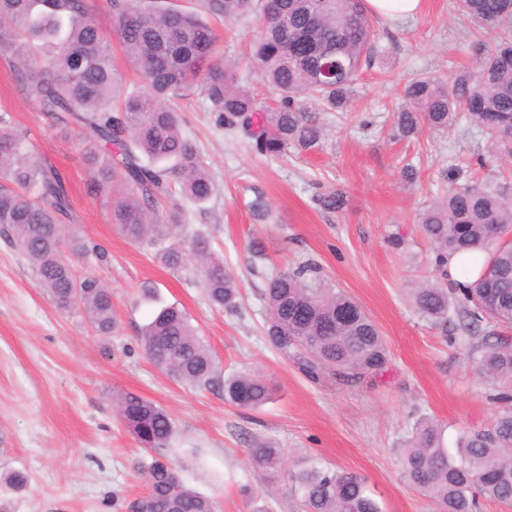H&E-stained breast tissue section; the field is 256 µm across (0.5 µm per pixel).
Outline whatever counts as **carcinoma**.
Wrapping results in <instances>:
<instances>
[{
	"label": "carcinoma",
	"instance_id": "obj_1",
	"mask_svg": "<svg viewBox=\"0 0 512 512\" xmlns=\"http://www.w3.org/2000/svg\"><path fill=\"white\" fill-rule=\"evenodd\" d=\"M464 18L502 36L483 45L471 66L446 79L416 76L404 85L395 129L411 136L445 132L459 120L478 128L491 151L512 157V0H457ZM226 19L255 16L250 61L277 94L267 106L241 84L236 65L217 51L212 27L196 12L165 0H110L112 29L143 84L124 85L107 36L87 0H0V57L16 71L26 97L49 124L77 130L90 169L92 192L107 200L111 223L130 243L168 268L201 277L209 301L233 312L239 281L216 258L208 238L180 242L187 206L209 203L216 186L182 130L172 101L198 95L217 112V124L241 132L263 156L320 147L325 127L308 104L344 112L361 66L378 54V33L362 0H202ZM339 59L343 73L325 79L320 65ZM72 205L59 171L0 113V238L30 262L39 286L64 312L83 314L100 336L118 331L112 292L92 277L76 278L59 247L105 257L74 229ZM445 272L448 256L481 251L486 267L449 289L437 281L415 290L418 313L442 335L450 314L467 336L485 333L473 350L478 370L505 405L488 429L464 430L448 447L441 426L419 418L398 449L401 477L429 502V512H481L485 501L512 507V343L491 340L493 328H512V192L496 177L448 186L418 218ZM266 335L312 381L332 370L347 379L380 371L388 347L376 323L344 291L323 279L314 262L267 278ZM140 346L162 373L188 386L219 387L224 401L251 410L272 402L276 388L257 373L220 378L208 344L187 313L160 308L139 332ZM115 411L150 459L138 463L146 494L134 512H215L214 501L189 487L166 449L170 415L135 392L112 396ZM250 461L264 476L284 474L297 512H382L366 478L310 459L288 468L282 448L254 441Z\"/></svg>",
	"mask_w": 512,
	"mask_h": 512
}]
</instances>
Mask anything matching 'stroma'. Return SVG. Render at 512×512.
Instances as JSON below:
<instances>
[{
    "mask_svg": "<svg viewBox=\"0 0 512 512\" xmlns=\"http://www.w3.org/2000/svg\"><path fill=\"white\" fill-rule=\"evenodd\" d=\"M211 23L225 58L245 62L255 21L215 16ZM377 29L386 54L363 68L346 113H323L329 135L318 150L262 156L246 137L219 128L208 102L177 101L182 128L220 188L204 209L189 210L183 235H207L237 275L234 313L212 305L198 278L173 272L114 230L103 198L88 188L77 133L50 126L0 61V111L65 176L74 227L106 252L101 261L90 254L70 262L77 276L96 277L111 290L119 323L118 333L104 338L83 315L58 310L28 261L0 241V476H28L20 490L0 483V512H128L146 490L137 465L147 453L114 411L112 396L122 391L173 418L169 453L217 512H293L284 477L263 480L254 470L248 448L255 440L285 448L292 463L311 456L363 474L382 512H427L400 478L396 450L407 430L426 416L452 443L461 429L489 425L501 406L468 358V338L441 336L414 307L413 289L437 276L434 248L417 219L448 185L470 180L489 145L464 124L408 139L393 137L392 127L407 80L471 65L470 44L495 34L474 30L455 0H424L415 16L378 21ZM409 165L416 171L410 181L402 176ZM256 189L270 204L262 221L246 207ZM331 190L345 198L336 212L314 202ZM256 238L266 257L255 262L249 245ZM310 259L380 328L390 350L381 372L314 382L268 341L266 278ZM147 288L157 301L144 298ZM160 304L187 313L222 375L261 373L277 386L276 399L250 411L225 403L221 389L183 386L162 374L138 341Z\"/></svg>",
    "mask_w": 512,
    "mask_h": 512,
    "instance_id": "1",
    "label": "stroma"
}]
</instances>
